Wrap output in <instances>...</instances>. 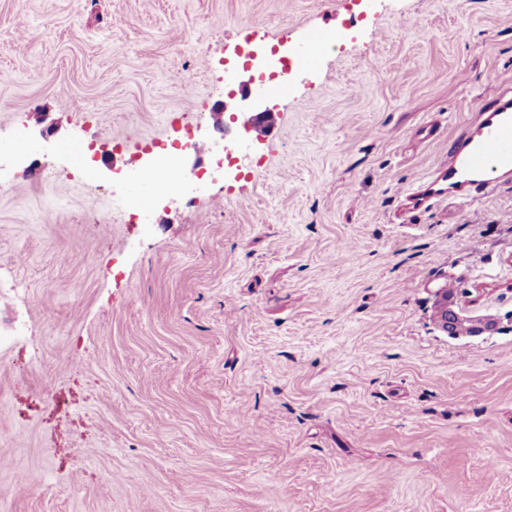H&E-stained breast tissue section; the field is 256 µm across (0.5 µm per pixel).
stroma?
Masks as SVG:
<instances>
[{
  "instance_id": "1",
  "label": "stroma",
  "mask_w": 512,
  "mask_h": 512,
  "mask_svg": "<svg viewBox=\"0 0 512 512\" xmlns=\"http://www.w3.org/2000/svg\"><path fill=\"white\" fill-rule=\"evenodd\" d=\"M508 84L512 0H0V512H512V175L407 200ZM330 44V38L325 31L311 30L308 34L304 49L297 54L290 62V72L292 67L310 70L313 67L315 56L325 51Z\"/></svg>"
}]
</instances>
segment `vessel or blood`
Returning a JSON list of instances; mask_svg holds the SVG:
<instances>
[{
    "instance_id": "b4317fda",
    "label": "vessel or blood",
    "mask_w": 512,
    "mask_h": 512,
    "mask_svg": "<svg viewBox=\"0 0 512 512\" xmlns=\"http://www.w3.org/2000/svg\"><path fill=\"white\" fill-rule=\"evenodd\" d=\"M329 44L325 31L311 30L304 49L293 58L292 67L312 69L316 55ZM479 112L481 119L476 129L467 132L462 148L452 151L448 163L422 192V199L446 192L464 196L473 189L488 192L494 189L498 174L512 173V90L481 105Z\"/></svg>"
}]
</instances>
